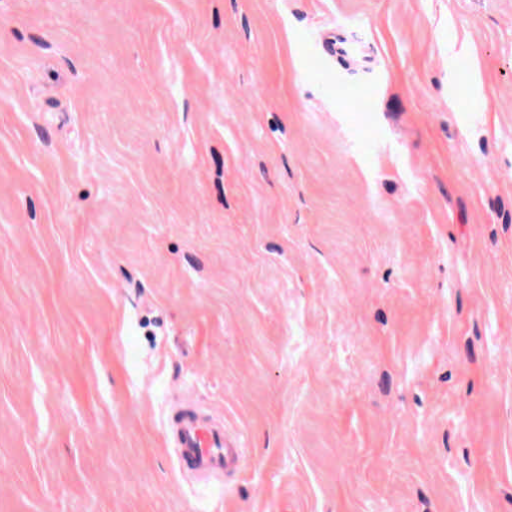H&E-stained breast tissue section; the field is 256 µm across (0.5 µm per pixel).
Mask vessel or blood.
I'll use <instances>...</instances> for the list:
<instances>
[{
  "label": "vessel or blood",
  "instance_id": "obj_1",
  "mask_svg": "<svg viewBox=\"0 0 512 512\" xmlns=\"http://www.w3.org/2000/svg\"><path fill=\"white\" fill-rule=\"evenodd\" d=\"M165 426L174 438L175 459L182 474L220 473L244 454L239 438L227 432L223 420L202 412L193 401L172 405Z\"/></svg>",
  "mask_w": 512,
  "mask_h": 512
}]
</instances>
